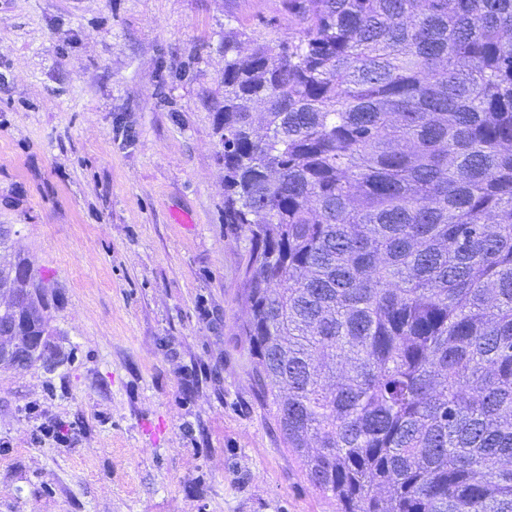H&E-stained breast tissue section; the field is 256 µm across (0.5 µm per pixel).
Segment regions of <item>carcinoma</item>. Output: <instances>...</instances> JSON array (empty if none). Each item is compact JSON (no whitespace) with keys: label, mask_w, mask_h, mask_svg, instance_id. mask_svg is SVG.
Masks as SVG:
<instances>
[{"label":"carcinoma","mask_w":512,"mask_h":512,"mask_svg":"<svg viewBox=\"0 0 512 512\" xmlns=\"http://www.w3.org/2000/svg\"><path fill=\"white\" fill-rule=\"evenodd\" d=\"M287 2L216 112L257 393L341 512H512V0Z\"/></svg>","instance_id":"obj_1"}]
</instances>
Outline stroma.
Masks as SVG:
<instances>
[{
	"label": "stroma",
	"instance_id": "stroma-1",
	"mask_svg": "<svg viewBox=\"0 0 512 512\" xmlns=\"http://www.w3.org/2000/svg\"><path fill=\"white\" fill-rule=\"evenodd\" d=\"M297 30L286 0H0V224L69 355L0 366V512H340L258 397L224 221V38Z\"/></svg>",
	"mask_w": 512,
	"mask_h": 512
}]
</instances>
